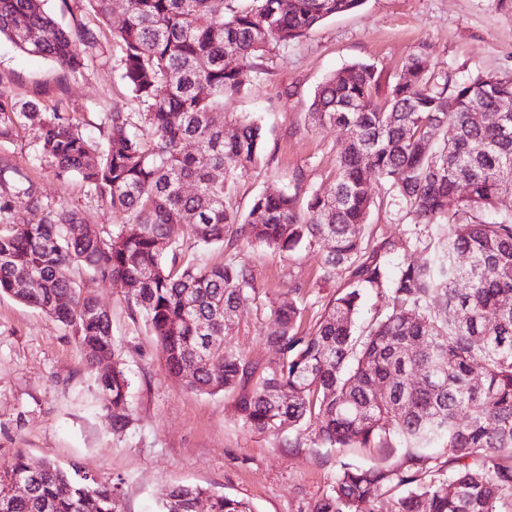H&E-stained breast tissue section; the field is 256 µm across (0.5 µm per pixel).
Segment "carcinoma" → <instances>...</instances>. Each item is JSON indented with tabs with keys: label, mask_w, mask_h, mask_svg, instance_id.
<instances>
[{
	"label": "carcinoma",
	"mask_w": 512,
	"mask_h": 512,
	"mask_svg": "<svg viewBox=\"0 0 512 512\" xmlns=\"http://www.w3.org/2000/svg\"><path fill=\"white\" fill-rule=\"evenodd\" d=\"M86 2L108 26L115 10L124 16L113 30L123 46L121 79L141 111L113 106L98 140L73 113L56 105L38 112L1 90L0 139L36 127L34 160L81 181L126 223L98 232L79 212L44 203L31 185L1 191L0 295L58 321L88 364L112 363L98 388L120 430L130 422L129 379L111 317L71 273L138 283L128 299L171 374L198 392L238 391L236 416L254 432L274 435L309 419L317 447L345 451L331 491L311 512H512V214H492L512 195V112L496 111L512 102V79L456 80L421 51L381 103L374 65L341 68L311 105L315 125L347 135L333 191L304 203L296 192L264 193L241 224L226 204L229 184L258 160L264 137L247 116L224 124V98L243 93L273 50L362 0H291L286 10L281 0ZM2 36L72 77L99 46L94 30L59 26L43 0H0ZM227 56L236 67L224 64ZM476 107L488 110L481 124L472 121ZM215 168L224 179L212 178ZM376 184L395 193L411 223L435 226L415 239L423 262L393 266L408 241L363 246ZM21 206L41 212L39 222L13 221ZM176 224L204 246L232 229L288 252L330 240L323 275L341 271L346 287L310 333L298 331L297 302L282 300L268 337L281 359L259 372L224 346L251 270L179 264ZM461 253L466 266L456 262ZM367 289L386 292L387 309L357 334ZM374 451L379 458L357 457ZM16 478L28 480L27 495H9ZM203 497L210 512H251L191 485L168 490L161 512H196ZM0 512L119 510L112 484L18 453L0 464Z\"/></svg>",
	"instance_id": "obj_1"
}]
</instances>
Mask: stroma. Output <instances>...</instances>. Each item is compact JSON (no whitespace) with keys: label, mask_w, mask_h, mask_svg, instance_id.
I'll use <instances>...</instances> for the list:
<instances>
[{"label":"stroma","mask_w":512,"mask_h":512,"mask_svg":"<svg viewBox=\"0 0 512 512\" xmlns=\"http://www.w3.org/2000/svg\"><path fill=\"white\" fill-rule=\"evenodd\" d=\"M423 46L454 78L478 72L510 77L512 13L497 8L495 0H364L359 9L275 49L246 91L224 101L225 122L248 115L265 128L263 154L235 179L230 207L244 219L265 192L329 193L345 133L312 124L318 85L345 65L363 61L376 67L378 96L386 98L403 64ZM122 56L119 40L103 29L99 50L82 76L67 78L52 61L25 55L1 39L0 90L43 109L61 105L94 132L113 104L139 109L120 78ZM34 140L31 129L0 139V176L12 184H33L45 203L78 210L95 227L124 223V215L91 200L79 181L34 163ZM415 231L394 196L384 193L369 218L365 243L403 240ZM173 237L180 263L248 264L252 286L227 345L260 368L280 357L267 341L278 300L297 299L304 332L345 286L338 274L320 279L324 242L293 252L244 239L232 247L203 248L190 244L182 226ZM75 279L111 315L112 338L130 380L132 421L125 429L113 428L98 400L103 365L88 366L55 319L0 296V463L20 451L34 463L83 468L117 484L121 512H160L163 495L176 485H200L246 500L253 512H311L330 491L337 466L335 449L314 446V424L274 436L251 431L234 413L235 393H200L168 372L123 285L84 271Z\"/></svg>","instance_id":"1"}]
</instances>
